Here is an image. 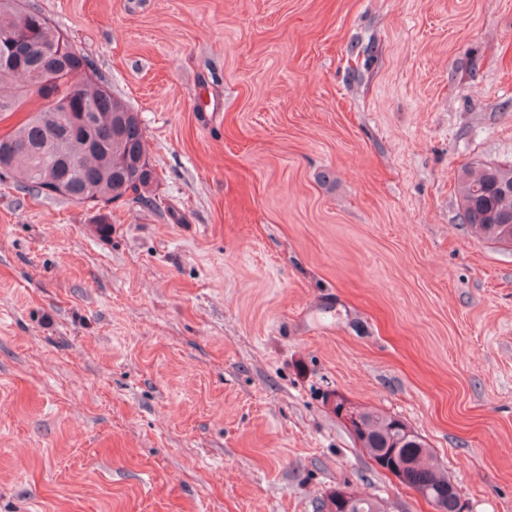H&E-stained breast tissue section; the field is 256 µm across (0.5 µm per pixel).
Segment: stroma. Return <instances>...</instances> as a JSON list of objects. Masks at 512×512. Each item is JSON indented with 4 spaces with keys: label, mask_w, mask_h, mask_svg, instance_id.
Returning a JSON list of instances; mask_svg holds the SVG:
<instances>
[{
    "label": "stroma",
    "mask_w": 512,
    "mask_h": 512,
    "mask_svg": "<svg viewBox=\"0 0 512 512\" xmlns=\"http://www.w3.org/2000/svg\"><path fill=\"white\" fill-rule=\"evenodd\" d=\"M138 112L152 206L0 181V512H434L328 399L512 512V0H28ZM457 193L464 224L484 239L512 247V162L462 166Z\"/></svg>",
    "instance_id": "35a3bbf8"
}]
</instances>
